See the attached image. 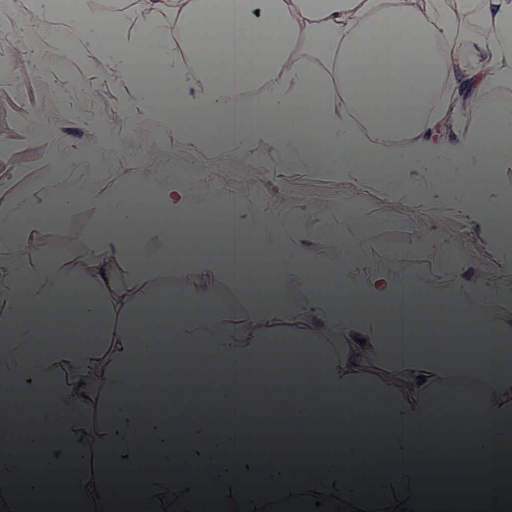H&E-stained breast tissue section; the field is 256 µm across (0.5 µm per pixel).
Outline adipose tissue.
I'll return each mask as SVG.
<instances>
[{"label":"adipose tissue","mask_w":512,"mask_h":512,"mask_svg":"<svg viewBox=\"0 0 512 512\" xmlns=\"http://www.w3.org/2000/svg\"><path fill=\"white\" fill-rule=\"evenodd\" d=\"M113 0L112 21L97 38L113 71L136 77L142 90L164 87L165 111L180 113L177 135H197L195 113H210L225 142L280 147L279 161L318 167L330 176L382 186L408 202L440 208L454 203L484 229L512 223V107L491 103L493 90L512 88V0ZM172 23L192 60V77L173 66L162 36L150 55L129 42L127 20ZM206 82L199 99L193 80ZM108 223L150 224L161 239L153 262L125 254L138 276L121 294L112 283H87L60 274L54 257L41 258L40 282L18 260L28 236L14 234L15 216L0 207V378L13 394L16 414L39 410L25 435L29 448L62 436L67 465L46 455L38 473L0 444V487L25 496L40 482L79 494L92 481L103 493L177 492L205 486L256 492H305L333 484L353 488H418L432 476L436 436L448 425L478 435L483 464L495 470L512 458V373L493 364L512 355V332L503 329L495 294L471 291L447 299L443 290L398 288L370 282L349 288L342 277L324 281L316 261L291 249L257 257L267 279L253 283L221 250L183 246L169 230L194 224L178 191L162 206L124 194L103 203ZM195 276L192 296L149 297L147 284L173 274ZM144 302L146 325L129 328L128 312ZM322 333L303 335L309 313ZM104 323L99 333L76 332L62 340L49 322ZM465 327L462 350L451 352L433 332L436 322ZM209 323L223 337L191 328ZM287 325L283 336L271 335ZM236 357L225 371L217 342ZM155 393L164 377L226 379L240 403L233 426L239 444L222 432L197 426L190 454L218 467L186 477L168 456L175 438L168 413L143 415L134 390H113L112 421L87 438L98 411L97 394L118 381L117 365ZM295 392L293 415L305 423L313 404L329 402L337 447L321 462L285 458L272 448L246 445L254 424L249 384L278 395ZM466 398L470 412L453 418L435 412L443 391ZM383 412H376L377 400ZM107 462H98L99 453Z\"/></svg>","instance_id":"1"}]
</instances>
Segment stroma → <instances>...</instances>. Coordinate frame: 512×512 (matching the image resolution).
<instances>
[{"instance_id":"35a3bbf8","label":"stroma","mask_w":512,"mask_h":512,"mask_svg":"<svg viewBox=\"0 0 512 512\" xmlns=\"http://www.w3.org/2000/svg\"><path fill=\"white\" fill-rule=\"evenodd\" d=\"M37 2L0 0V203L27 220L47 201L68 202L50 241L62 263L92 270L111 250L112 286L125 288V242L103 233L101 205L137 185L162 201L176 186L187 211H215L229 197L245 224L267 203L285 201L306 231L295 237L287 217L268 219L269 244L300 249L352 284L411 279L452 294L477 284L512 295V272L467 213L410 209L398 196L270 159L265 146H225L216 131L181 138L138 109L136 88L99 50L103 0H84L77 45L68 42L75 25L67 14L50 28L34 21ZM334 230L375 237L385 248L367 265L342 261Z\"/></svg>"}]
</instances>
